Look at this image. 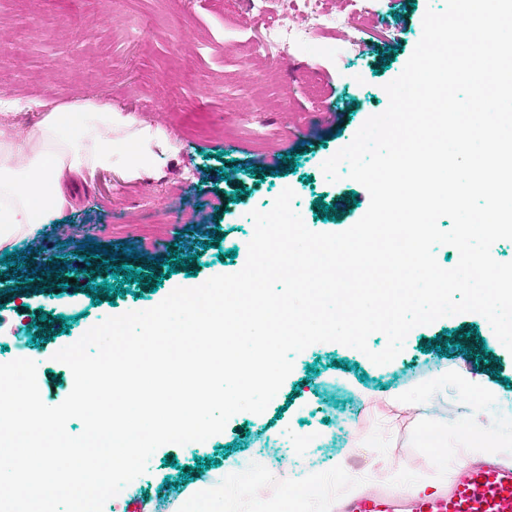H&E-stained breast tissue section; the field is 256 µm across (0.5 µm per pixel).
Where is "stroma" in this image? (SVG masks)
<instances>
[{"label":"stroma","instance_id":"1","mask_svg":"<svg viewBox=\"0 0 512 512\" xmlns=\"http://www.w3.org/2000/svg\"><path fill=\"white\" fill-rule=\"evenodd\" d=\"M0 0V97L51 104L102 96L139 122L165 128L176 149L150 175L127 180L112 171L70 187L71 207L36 235L40 249L21 243L17 271L0 292V364L37 354L41 398L50 407L71 393L70 368L55 360L105 318L150 309L175 288L192 287L243 268L254 234L252 210H269L283 189L315 232H341L367 211L363 185L328 181L324 161L389 104L386 84L403 70L422 35L428 9L444 0H372L355 18L351 43L328 30L311 35L293 55L253 53L283 9L267 0ZM328 205L330 220L318 218ZM219 247H211L212 236ZM98 244L135 269L152 268L157 291L131 284L115 303L94 305L76 282L59 289L55 276L33 279L40 253L86 268ZM236 258H227L229 250ZM193 257L194 276L168 274L170 252ZM43 321L35 336L29 324ZM72 318L63 332V318ZM442 337L445 352L428 348ZM462 374L503 395L512 415V353L488 321L463 313L414 328L401 353L378 366L356 349L315 343L295 355L293 370L263 413L240 412L207 442L159 447L147 470L106 501L103 512H171L183 488L204 486L220 512H293L288 496L239 497V487L277 475L304 481L297 462L316 437V469L336 499L371 489L436 492L457 467V450L424 448L423 430L458 420L457 397L423 409L406 399L438 370ZM385 445L373 447L376 436ZM175 466H167V459ZM207 461L197 469V460ZM188 477H181V470ZM233 484H226V475Z\"/></svg>","mask_w":512,"mask_h":512}]
</instances>
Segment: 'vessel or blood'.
<instances>
[{
  "label": "vessel or blood",
  "mask_w": 512,
  "mask_h": 512,
  "mask_svg": "<svg viewBox=\"0 0 512 512\" xmlns=\"http://www.w3.org/2000/svg\"><path fill=\"white\" fill-rule=\"evenodd\" d=\"M341 512H512V467L490 462L454 475L447 491L407 499L369 492L345 502Z\"/></svg>",
  "instance_id": "1"
}]
</instances>
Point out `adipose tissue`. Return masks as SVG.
Wrapping results in <instances>:
<instances>
[{
    "instance_id": "adipose-tissue-1",
    "label": "adipose tissue",
    "mask_w": 512,
    "mask_h": 512,
    "mask_svg": "<svg viewBox=\"0 0 512 512\" xmlns=\"http://www.w3.org/2000/svg\"><path fill=\"white\" fill-rule=\"evenodd\" d=\"M42 110L33 127L17 134L0 129V248L36 235L48 217L67 203L66 178L90 181L103 170L138 179L152 172L174 144L161 127L136 122L110 100L94 97L43 108L41 102L19 104L0 98V111L19 107ZM456 392L469 404L454 428L434 427L423 437L427 448L455 444L461 460L496 450L512 456V426L497 415L501 397L491 387L461 376L440 373L420 389L413 403L426 407Z\"/></svg>"
}]
</instances>
